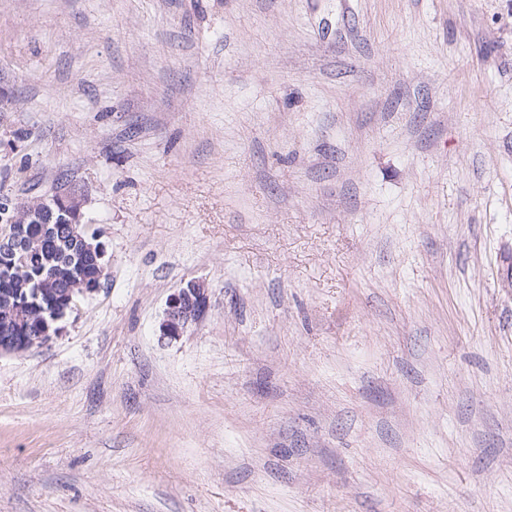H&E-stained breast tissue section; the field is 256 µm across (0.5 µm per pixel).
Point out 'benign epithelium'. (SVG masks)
<instances>
[{"label":"benign epithelium","instance_id":"benign-epithelium-1","mask_svg":"<svg viewBox=\"0 0 512 512\" xmlns=\"http://www.w3.org/2000/svg\"><path fill=\"white\" fill-rule=\"evenodd\" d=\"M80 196L72 189L56 196H40L26 202L8 195L0 196V213L7 216V224L0 227V273L10 275L23 254L28 251L33 239L30 231L40 228L46 235L60 232L61 218L57 213L68 207H81ZM75 284L65 290L68 296L66 306L61 309L46 307L48 292L36 288L30 295H5L0 298V309L14 324L15 332L0 336V355L23 353L49 343L62 333L60 323L77 306V298L90 294L100 287V281L77 272ZM207 309L206 288L196 281L171 294L166 303L164 319L160 325L161 336L170 340L178 339L186 328L198 322ZM35 329H29V325Z\"/></svg>","mask_w":512,"mask_h":512}]
</instances>
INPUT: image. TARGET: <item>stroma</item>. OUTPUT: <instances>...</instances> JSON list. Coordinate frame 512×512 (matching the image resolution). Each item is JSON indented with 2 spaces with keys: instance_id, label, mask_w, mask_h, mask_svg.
I'll use <instances>...</instances> for the list:
<instances>
[{
  "instance_id": "35a3bbf8",
  "label": "stroma",
  "mask_w": 512,
  "mask_h": 512,
  "mask_svg": "<svg viewBox=\"0 0 512 512\" xmlns=\"http://www.w3.org/2000/svg\"><path fill=\"white\" fill-rule=\"evenodd\" d=\"M61 182L106 278L0 357V512H512V0H0V194ZM206 309V288L196 281L188 282L169 296L160 325L161 336L178 339L189 325L203 317Z\"/></svg>"
}]
</instances>
